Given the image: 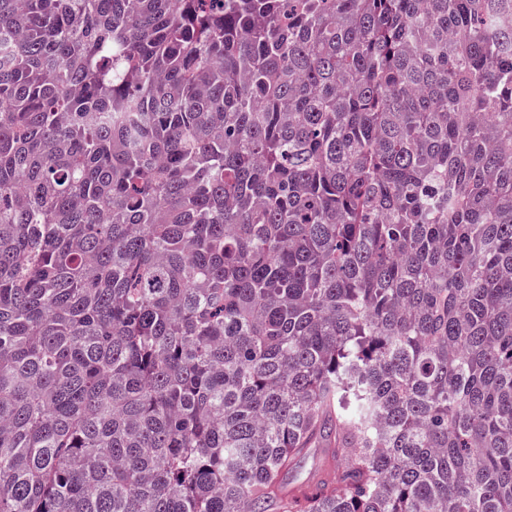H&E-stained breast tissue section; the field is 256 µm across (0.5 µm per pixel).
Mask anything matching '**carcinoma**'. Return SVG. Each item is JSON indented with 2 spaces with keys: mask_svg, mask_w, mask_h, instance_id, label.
I'll use <instances>...</instances> for the list:
<instances>
[{
  "mask_svg": "<svg viewBox=\"0 0 512 512\" xmlns=\"http://www.w3.org/2000/svg\"><path fill=\"white\" fill-rule=\"evenodd\" d=\"M0 512H512V0H0Z\"/></svg>",
  "mask_w": 512,
  "mask_h": 512,
  "instance_id": "cac0c4a2",
  "label": "carcinoma"
}]
</instances>
